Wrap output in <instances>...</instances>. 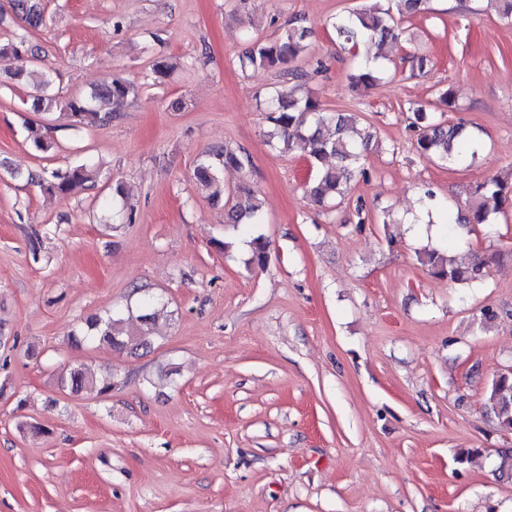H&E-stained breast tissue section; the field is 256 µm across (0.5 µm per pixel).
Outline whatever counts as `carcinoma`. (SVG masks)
<instances>
[{
	"label": "carcinoma",
	"mask_w": 512,
	"mask_h": 512,
	"mask_svg": "<svg viewBox=\"0 0 512 512\" xmlns=\"http://www.w3.org/2000/svg\"><path fill=\"white\" fill-rule=\"evenodd\" d=\"M426 5L427 0H367V3L333 18L331 28L336 42L359 59L356 72L351 76L353 86L368 89L381 80V55L370 54L371 46L381 48L389 42H400L404 30L399 19L424 11ZM12 8L31 29L46 24L40 0H12ZM306 37L307 30L296 26L284 29L272 39L253 36L248 51L239 58V67L243 71L280 69L288 75V64L307 49ZM177 66L178 62L171 57H158L151 64V76L157 81L168 76ZM292 78H297V75H292ZM300 88L301 84L297 83L289 91L275 88L269 92L265 137L268 142L282 146L285 152L291 151L298 143L305 145L313 167L306 192L314 203L323 205L344 197L355 177L367 175L365 159L374 134L370 128L359 125L357 115L329 112L317 98L297 94ZM138 92L137 84L114 76L87 94L62 96L54 90L52 80L47 75L37 72L32 79L27 104L35 112L58 111L66 116L69 128L81 131L111 122ZM411 112L413 118L409 128L414 132L415 147L421 157L434 163L461 161L466 151L473 150L472 139L464 133L462 126L435 123L419 107L411 109ZM28 142L34 151L41 154H48L56 147V142L37 127L28 128ZM327 157L333 158L334 163L319 165ZM226 168L239 172L241 180L227 200L224 224L237 232H248L253 226L263 223V214L260 198L251 183V160L246 152L226 145L205 153L193 170V179L208 192V197L217 199L224 194L221 172ZM4 171L12 179L24 176L9 167ZM98 176L97 165L83 162L65 170L31 171L24 177L51 194L67 198L95 185ZM510 203L512 174L489 178L476 185L469 215L464 222L491 228ZM248 246L246 266H265L268 258L266 239L260 235L254 236L248 241ZM418 261L434 275L455 283L483 280L488 265L482 256L474 257L466 266L455 265L436 250L422 252ZM159 306V301L144 298L135 316L125 319L108 314L91 319L86 322V328L72 333V342L115 351L146 348L153 340L154 326L160 315ZM59 383L61 390L76 395L88 391L105 395L115 387L114 376L98 379L82 368L60 373ZM485 407L493 413L502 430L512 431V373L501 372L492 378L486 392Z\"/></svg>",
	"instance_id": "cac0c4a2"
}]
</instances>
